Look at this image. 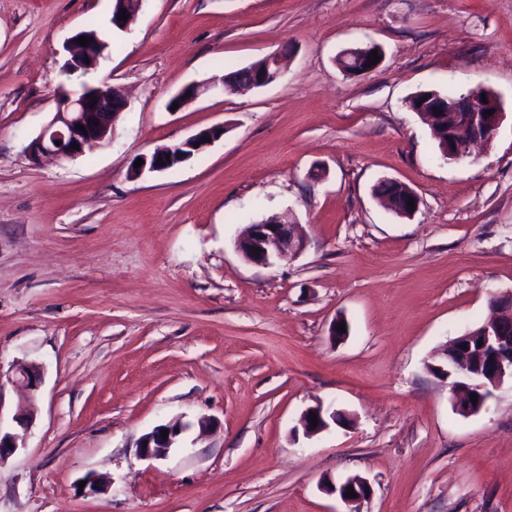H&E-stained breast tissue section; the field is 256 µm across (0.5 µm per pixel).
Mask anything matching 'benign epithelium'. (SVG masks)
Returning a JSON list of instances; mask_svg holds the SVG:
<instances>
[{
	"label": "benign epithelium",
	"mask_w": 512,
	"mask_h": 512,
	"mask_svg": "<svg viewBox=\"0 0 512 512\" xmlns=\"http://www.w3.org/2000/svg\"><path fill=\"white\" fill-rule=\"evenodd\" d=\"M136 0H113L111 25L123 30L132 22V9L128 4ZM129 15V19H121V14ZM75 35L66 47L68 53L63 70L73 74L78 71H88L91 67L103 65L108 57L98 39H91L85 46L77 42ZM282 72V55L278 52L265 56L264 68L255 69L249 73L245 85L252 88L267 86L276 82ZM226 83L225 77H215L206 82H194L191 101L210 94ZM487 102H482V98ZM127 107V100L119 89L104 81L97 85H87L78 91L62 90L58 99L57 109L49 123L34 137L27 150L32 159L52 156L58 160H73L86 151L110 143L114 137V121L119 112ZM440 108L455 114L463 112L466 124L470 127V136L463 142L453 144L448 140L447 157L450 161L460 162L472 155V148L478 144L488 145L498 135L504 121L505 112L494 92L480 88L472 89L458 100L440 104ZM492 110L494 114L486 115ZM85 131H80L78 126ZM226 128L219 125L204 129L187 138L180 144L170 148H159L150 156L143 157V164L134 168V172L143 173L164 172L169 166L187 159L224 137ZM210 142H205V138ZM78 144L79 149L71 148ZM164 164H157V160ZM384 182L401 185L404 193L401 195L386 194L383 199L389 208L401 217H410L419 209V196L406 185L393 178ZM413 204H408V201ZM235 248L242 258L256 266L271 267L276 259L286 255H297L304 248V240L297 232L296 225L280 221H261L250 225L248 232L235 242ZM492 310L491 317L481 325L478 332L471 331L457 337L444 353L442 361L434 368L443 374L456 375L455 382L449 384L452 392L462 393V399L457 401L456 410L465 415L477 414L486 405L492 394V389L498 387L505 379H512V291L494 293L489 298ZM482 337V345L473 347L476 336ZM42 367L36 363H20L12 369L11 380L36 389L40 383ZM477 395L474 402L471 395ZM316 413L318 424L311 427L309 417ZM33 420V410H21L13 415L16 429L0 430V463L4 462L17 449L24 447L25 437ZM341 425L344 419L341 413L319 404L306 409L300 417V425L307 436L317 435L327 429L330 424ZM191 428V424L180 419L156 428L144 434L139 441L138 456L145 460H162L167 457L170 449L182 440L183 435ZM167 430V437H162V430ZM353 487L356 496L347 497V487ZM327 492L336 495L343 503L350 505L358 503L371 494L369 482L353 476L339 483H330Z\"/></svg>",
	"instance_id": "obj_1"
}]
</instances>
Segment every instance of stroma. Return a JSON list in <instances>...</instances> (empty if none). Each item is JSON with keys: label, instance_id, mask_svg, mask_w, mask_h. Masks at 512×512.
<instances>
[{"label": "stroma", "instance_id": "35a3bbf8", "mask_svg": "<svg viewBox=\"0 0 512 512\" xmlns=\"http://www.w3.org/2000/svg\"><path fill=\"white\" fill-rule=\"evenodd\" d=\"M111 12L0 0V372L43 369L37 391L0 390V428L36 407L0 464V512H344L324 485L354 475L372 487L359 512H512V382L463 416L427 369L512 289V0H142L123 31ZM91 26L109 60L64 77ZM370 42L376 70L344 75L336 56ZM280 50L277 82L169 110ZM101 80L128 96L112 142L32 163L59 90ZM476 86L505 120L446 160L408 99ZM221 124L178 167L133 175ZM383 176L419 195L412 217L377 199ZM273 216L304 250L247 263L237 238ZM319 404L347 422L305 436ZM178 418L180 446L140 459V437ZM92 473L100 492L80 488ZM225 83H226V78L224 76L219 77V78L215 77L206 82L190 83V84L186 85L185 87H183L178 93H176L171 98V100L169 102V107L171 108L173 106V103L177 102L178 109H180L181 107L185 106L186 104L194 102V101L198 100L199 98L218 90L220 87H222V89L230 90L231 88H234V86H236L233 83H227L226 85H225ZM190 86L194 88L195 93L193 94L191 99L186 100V99H184L183 95H184L186 88H188ZM225 133L226 128L221 125L201 130L176 146L170 148H159L149 157H142L141 159L143 160V164H141L140 167L134 166L133 170L135 173H139L138 175H141L146 169L149 172H164L169 169L170 165L179 163L180 158H183L184 160L190 158L195 152H199L205 147L220 140L224 137ZM207 137H210V142L203 141V138ZM167 154H170V160H167ZM158 158H162V160L165 161V164L158 165ZM177 165L179 164H174L170 169L175 168Z\"/></svg>", "mask_w": 512, "mask_h": 512}]
</instances>
